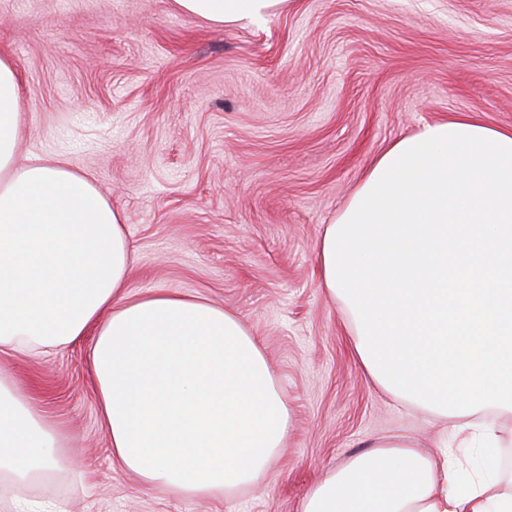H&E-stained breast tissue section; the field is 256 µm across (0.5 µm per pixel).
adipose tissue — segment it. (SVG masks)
I'll return each mask as SVG.
<instances>
[{
	"mask_svg": "<svg viewBox=\"0 0 512 512\" xmlns=\"http://www.w3.org/2000/svg\"><path fill=\"white\" fill-rule=\"evenodd\" d=\"M216 25L289 0H175ZM18 75L0 57V353H90L112 457L143 482L210 497L255 483L288 436V397L233 312L177 292L126 293L122 212L68 160L18 161ZM323 287L386 391L449 421L457 447H494L473 417L512 413V129L467 116L423 126L367 167L317 245ZM56 422L0 374V476L62 467ZM302 512H512V474L461 479L409 437L327 472Z\"/></svg>",
	"mask_w": 512,
	"mask_h": 512,
	"instance_id": "adipose-tissue-1",
	"label": "adipose tissue"
}]
</instances>
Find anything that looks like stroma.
<instances>
[{"mask_svg": "<svg viewBox=\"0 0 512 512\" xmlns=\"http://www.w3.org/2000/svg\"><path fill=\"white\" fill-rule=\"evenodd\" d=\"M0 55L20 79V157L69 160L122 210L131 296L237 314L292 413L256 483L178 497L113 462L91 337L0 354L73 460L0 478V512L22 497L63 512H301L326 470L382 438L437 448L435 417L362 370L316 244L394 140L458 112L512 127V0H292L232 26L175 0H0Z\"/></svg>", "mask_w": 512, "mask_h": 512, "instance_id": "35a3bbf8", "label": "stroma"}]
</instances>
